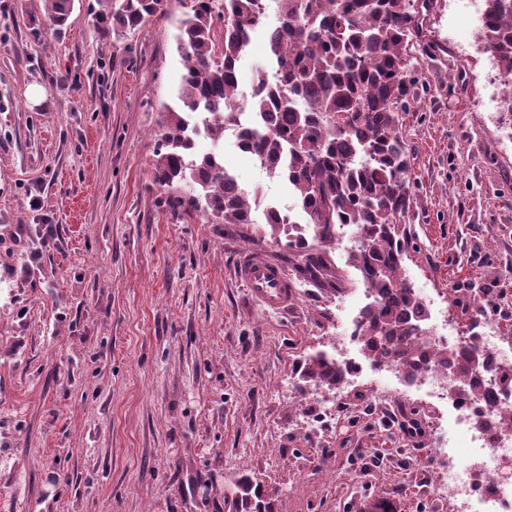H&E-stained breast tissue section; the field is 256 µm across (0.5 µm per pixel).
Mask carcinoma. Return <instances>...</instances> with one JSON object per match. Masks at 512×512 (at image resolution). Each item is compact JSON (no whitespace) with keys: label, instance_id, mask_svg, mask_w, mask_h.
Here are the masks:
<instances>
[{"label":"carcinoma","instance_id":"obj_1","mask_svg":"<svg viewBox=\"0 0 512 512\" xmlns=\"http://www.w3.org/2000/svg\"><path fill=\"white\" fill-rule=\"evenodd\" d=\"M44 24L66 25L72 0H42ZM170 0H103L112 31L132 32L168 13ZM183 52L180 104L162 112L153 182L174 210L202 211L248 236L250 193L215 153H195L199 125L216 139L230 130L240 148L271 176L293 187L314 243L265 210L268 235L299 282L336 295V265L327 246L338 224H353L359 245L351 261L376 292L362 312L359 336L372 362L418 371L431 361L454 369L452 392L475 395L486 367L480 339L456 355L420 341L424 306L403 275L408 238L402 217L411 204L410 154L403 112L415 100L408 49L419 31L415 0H276L278 25L266 32L271 69L241 93L240 64L263 22L260 0H179ZM483 35L502 75L512 81V0H485ZM336 359L319 350L300 364L298 390L336 389ZM231 512H276V495L241 474Z\"/></svg>","mask_w":512,"mask_h":512}]
</instances>
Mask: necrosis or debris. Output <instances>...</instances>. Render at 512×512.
Segmentation results:
<instances>
[{"mask_svg":"<svg viewBox=\"0 0 512 512\" xmlns=\"http://www.w3.org/2000/svg\"><path fill=\"white\" fill-rule=\"evenodd\" d=\"M512 310V303L494 305L490 314L478 317L472 329H459L448 325L439 332L432 325H424L422 342L451 354L459 353L469 341L471 333H478L485 355L489 359L483 383L478 394L469 400L451 396L454 373L445 365L432 363L426 369L408 374L395 365H372L376 375V387L384 391L395 382L422 391L438 405L447 408L454 430L466 440L465 452L451 446L450 430L437 427L434 432L433 454L435 460L447 461V468L439 470L430 487L432 504H440L448 498H459L468 505L469 512H512V483L499 476L503 458H512V429L483 432L475 428L473 419L477 413L497 417L499 412L512 411V387L503 386L501 379L512 373V341L497 332V313Z\"/></svg>","mask_w":512,"mask_h":512,"instance_id":"4bbe7bcc","label":"necrosis or debris"}]
</instances>
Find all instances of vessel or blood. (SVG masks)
Masks as SVG:
<instances>
[{"label": "vessel or blood", "mask_w": 512, "mask_h": 512, "mask_svg": "<svg viewBox=\"0 0 512 512\" xmlns=\"http://www.w3.org/2000/svg\"><path fill=\"white\" fill-rule=\"evenodd\" d=\"M237 275L252 301L259 306L283 310L294 299V290L284 268L261 257H242L237 264Z\"/></svg>", "instance_id": "obj_1"}]
</instances>
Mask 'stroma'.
Here are the masks:
<instances>
[{
    "label": "stroma",
    "mask_w": 512,
    "mask_h": 512,
    "mask_svg": "<svg viewBox=\"0 0 512 512\" xmlns=\"http://www.w3.org/2000/svg\"><path fill=\"white\" fill-rule=\"evenodd\" d=\"M101 11L73 0L53 30L42 0H0V512H227L244 472L275 492L277 512L381 500L432 512L433 437L407 436L400 412L431 424L446 411L398 389L397 410L376 408L359 384L315 437L317 400L289 385L365 288L347 250H331L336 296L299 283L288 312L253 303L239 257L281 252L263 216L247 241L172 211L152 181L183 72L178 0L127 34ZM423 14L411 52L422 92L401 126L413 182L403 272L445 295L464 270L512 300V124L493 109L466 0H427ZM215 148L261 203L293 206L232 135L196 142ZM44 224L55 235L33 268Z\"/></svg>",
    "instance_id": "obj_1"
}]
</instances>
